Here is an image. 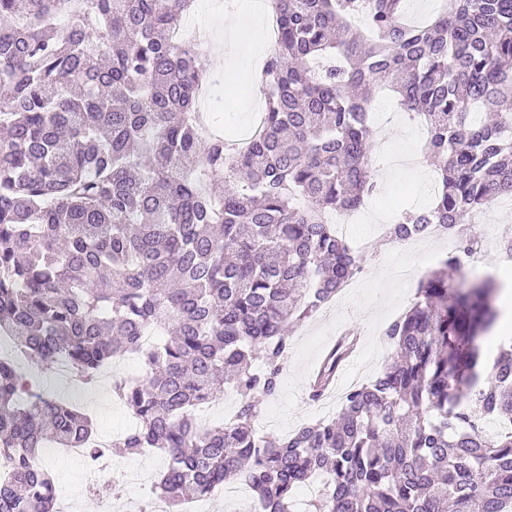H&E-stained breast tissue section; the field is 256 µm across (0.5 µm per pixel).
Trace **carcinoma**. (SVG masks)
Wrapping results in <instances>:
<instances>
[{
    "label": "carcinoma",
    "mask_w": 512,
    "mask_h": 512,
    "mask_svg": "<svg viewBox=\"0 0 512 512\" xmlns=\"http://www.w3.org/2000/svg\"><path fill=\"white\" fill-rule=\"evenodd\" d=\"M192 0H0V335L43 372L93 382L129 355L149 375L112 381L137 426L110 447L159 450L171 512L244 482L257 512H512V336L489 357L500 284L470 282L467 224L512 197V0H447L425 27L405 0H270L277 49L260 72V131L241 151L201 137L209 78L173 33ZM362 14L369 34L351 27ZM388 88L428 131L439 187L385 237L435 225L457 238L384 335L394 362L338 416L259 437L291 329L363 269L326 222L376 188L369 110ZM492 120L474 117V110ZM161 329L152 346L143 333ZM321 365L311 397L330 383ZM239 395L203 428L194 411ZM96 446L93 421L33 393L0 356V512H56L44 448Z\"/></svg>",
    "instance_id": "cac0c4a2"
}]
</instances>
